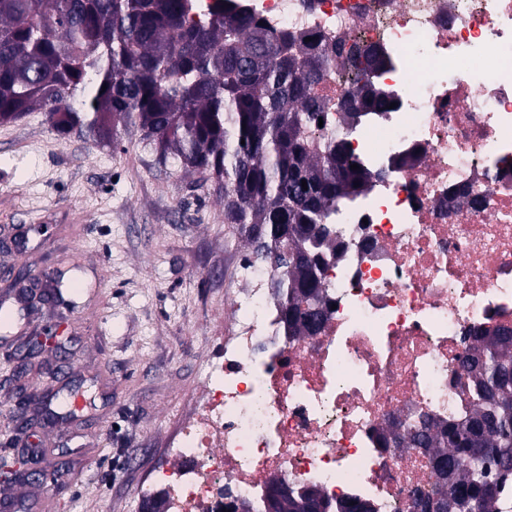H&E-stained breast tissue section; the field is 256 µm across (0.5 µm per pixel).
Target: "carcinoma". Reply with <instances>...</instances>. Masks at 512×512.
<instances>
[{
	"instance_id": "carcinoma-1",
	"label": "carcinoma",
	"mask_w": 512,
	"mask_h": 512,
	"mask_svg": "<svg viewBox=\"0 0 512 512\" xmlns=\"http://www.w3.org/2000/svg\"><path fill=\"white\" fill-rule=\"evenodd\" d=\"M189 0H0V123L46 114L60 135L85 143L138 128L160 159L183 164L224 192V223L245 237L251 261L269 267L287 296L277 301L294 335L322 322L327 227L336 203L371 186L339 132L314 143L325 118L311 87L328 64L295 34L271 32L239 9L189 21ZM357 79L386 64L380 52L336 47ZM364 107L385 110V88L360 89ZM307 188H302V183ZM470 372L480 408L419 442L434 448L447 500L471 512H502L512 476V335L479 336Z\"/></svg>"
}]
</instances>
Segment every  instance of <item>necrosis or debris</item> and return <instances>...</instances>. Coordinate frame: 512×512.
I'll list each match as a JSON object with an SVG mask.
<instances>
[{
    "label": "necrosis or debris",
    "instance_id": "4bbe7bcc",
    "mask_svg": "<svg viewBox=\"0 0 512 512\" xmlns=\"http://www.w3.org/2000/svg\"><path fill=\"white\" fill-rule=\"evenodd\" d=\"M268 30L333 54L380 48L372 74L396 105L368 110L348 141L372 185L328 218L338 250L325 320L291 335L270 270L231 292L193 415L149 473L165 512H260L270 480L373 512L435 498L424 427L465 419L475 334L512 330V0H236ZM355 86L329 63L313 87L321 132Z\"/></svg>",
    "mask_w": 512,
    "mask_h": 512
}]
</instances>
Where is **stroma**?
I'll use <instances>...</instances> for the list:
<instances>
[{
  "label": "stroma",
  "mask_w": 512,
  "mask_h": 512,
  "mask_svg": "<svg viewBox=\"0 0 512 512\" xmlns=\"http://www.w3.org/2000/svg\"><path fill=\"white\" fill-rule=\"evenodd\" d=\"M0 251L5 279L34 262L77 291L35 305L18 338L0 341V464L42 454L38 477L0 481L32 512H138V489L192 409L234 267L246 255L224 222V195L174 156L159 162L136 127L90 145L51 130L43 113L0 123ZM59 343L16 368L36 339ZM82 402L43 421L54 389ZM72 473L47 490L41 474Z\"/></svg>",
  "instance_id": "stroma-1"
}]
</instances>
